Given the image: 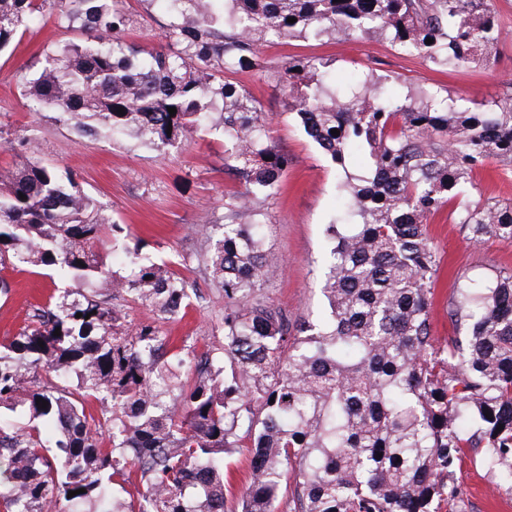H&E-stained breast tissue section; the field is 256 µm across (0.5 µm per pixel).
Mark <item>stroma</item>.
I'll use <instances>...</instances> for the list:
<instances>
[{"instance_id": "35a3bbf8", "label": "stroma", "mask_w": 512, "mask_h": 512, "mask_svg": "<svg viewBox=\"0 0 512 512\" xmlns=\"http://www.w3.org/2000/svg\"><path fill=\"white\" fill-rule=\"evenodd\" d=\"M497 5L503 34L500 59L491 68L470 66L443 73L388 43L362 38L336 44L270 41L259 52L266 71L232 73V80L245 85L261 101L271 126L272 146L293 159L280 194L265 205L268 252L280 272L264 285L263 292L289 318L315 321L325 308V226L342 212L343 200L334 165L306 136L289 110L287 98L269 77L268 68L284 65L292 56H318L332 59L340 83L373 71L387 78L394 95L405 85L420 84L471 99H503L512 95V0H497ZM125 6L139 19L127 41L166 48L164 31L169 17L162 0H125ZM67 38L52 20L44 19L31 26L15 50L0 52V169L17 163L10 143L23 134L37 144V158L43 164L75 173L82 189L124 228L128 243L143 244L158 258L175 263L179 276L197 293L184 318L163 322L127 295L114 297V305L133 322H159L163 335L171 340L221 348L224 293L213 285L204 267L186 266L182 260L205 249L206 242L197 231L202 217L223 224L224 196L237 188L224 170V137L215 131L203 132L191 145L161 154L124 141L83 138L57 124L51 113L30 112L23 78L44 50ZM463 197L473 203L489 199L512 206V164L488 161L474 172ZM428 229L442 264L431 321L435 336L445 338L455 333L449 303L458 284L512 270V242L492 237L471 241L446 211L430 219ZM0 279L10 285L8 294H0L2 340L14 336L30 305L46 302L55 288L47 270L39 267L8 264L0 267ZM458 480L464 490L463 512H512V491L501 486L498 475L489 472L480 458H466Z\"/></svg>"}]
</instances>
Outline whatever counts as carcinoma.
<instances>
[{
    "label": "carcinoma",
    "instance_id": "carcinoma-1",
    "mask_svg": "<svg viewBox=\"0 0 512 512\" xmlns=\"http://www.w3.org/2000/svg\"><path fill=\"white\" fill-rule=\"evenodd\" d=\"M164 2L168 50L157 51L123 39L138 23L123 0H0V52L47 12L87 38L44 51L24 79L30 111L161 153L200 129L224 133V170L242 190L224 203L222 238L196 257L224 290V347L198 353L128 322L113 296L177 318L191 305L185 280L138 245L115 257L126 274L107 269L98 244L122 227L14 138L26 161L0 171V265L43 267L66 287L0 345V408L28 415L0 422V512H278L285 496L291 512H461L457 470L478 448L512 485V272L457 288V333L439 339L427 229L488 158L512 163V96L460 103L422 85L395 99L373 72L330 84L322 58L274 70L346 203L325 228L328 317L298 322L261 293L276 273L262 205L292 160L268 145L260 101L224 78L259 66L268 41L359 33L442 70L489 68L495 0ZM355 148L360 172L348 167ZM454 216L475 241H512L511 206L462 204ZM89 397L101 417L86 412ZM244 440L250 480L233 509L225 481ZM117 482L136 483L137 508L110 497Z\"/></svg>",
    "mask_w": 512,
    "mask_h": 512
}]
</instances>
